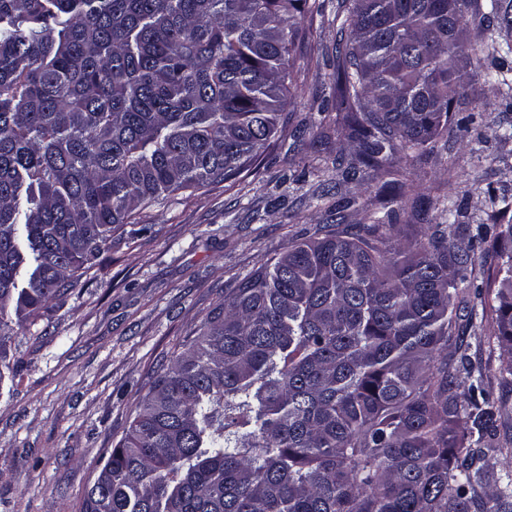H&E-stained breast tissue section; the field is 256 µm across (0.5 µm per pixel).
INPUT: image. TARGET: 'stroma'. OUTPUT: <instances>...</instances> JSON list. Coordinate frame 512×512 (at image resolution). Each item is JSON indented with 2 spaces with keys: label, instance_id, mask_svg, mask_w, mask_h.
<instances>
[{
  "label": "stroma",
  "instance_id": "obj_1",
  "mask_svg": "<svg viewBox=\"0 0 512 512\" xmlns=\"http://www.w3.org/2000/svg\"><path fill=\"white\" fill-rule=\"evenodd\" d=\"M337 0H324L312 19L311 46L293 100L294 116L260 165L235 185L182 190L143 210L104 246L101 266L88 270L63 305L14 327L0 348V512H81L112 448L124 436L135 406L236 279L264 265L291 242L323 236L329 212L349 186L336 167L352 147L324 98L334 85L331 66L339 38ZM464 76L472 103L455 107L464 135L422 159L395 149L406 204L397 222L408 240L443 220L444 207L466 211V223H490V194L512 196V89L492 85L484 69ZM384 175L366 178L344 223L366 224L387 196ZM332 194L317 200L318 187ZM473 247L467 275L494 305L499 283L493 241ZM468 355L487 377L498 411V441L512 448V383L501 369L507 355L482 331Z\"/></svg>",
  "mask_w": 512,
  "mask_h": 512
}]
</instances>
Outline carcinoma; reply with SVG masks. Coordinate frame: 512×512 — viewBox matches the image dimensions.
<instances>
[{
	"label": "carcinoma",
	"instance_id": "carcinoma-1",
	"mask_svg": "<svg viewBox=\"0 0 512 512\" xmlns=\"http://www.w3.org/2000/svg\"><path fill=\"white\" fill-rule=\"evenodd\" d=\"M316 0H0V346L62 302L103 246L174 192L233 183L272 146ZM336 112L344 181L390 177L470 98L448 0H353ZM483 30L512 26L501 0ZM498 80L508 60L485 43ZM383 215L240 279L181 344L87 488L82 512H512L497 418L466 350L469 234L455 210L419 245ZM494 336L512 353V224ZM470 382L462 400L460 387Z\"/></svg>",
	"mask_w": 512,
	"mask_h": 512
}]
</instances>
